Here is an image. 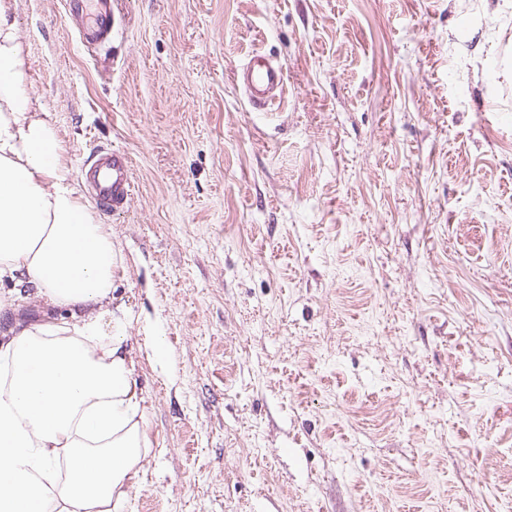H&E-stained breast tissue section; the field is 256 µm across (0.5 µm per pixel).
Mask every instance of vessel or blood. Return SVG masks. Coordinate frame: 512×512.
<instances>
[{
  "label": "vessel or blood",
  "mask_w": 512,
  "mask_h": 512,
  "mask_svg": "<svg viewBox=\"0 0 512 512\" xmlns=\"http://www.w3.org/2000/svg\"><path fill=\"white\" fill-rule=\"evenodd\" d=\"M68 14L82 21L81 37L85 42L99 45L112 39L114 23L110 0H65ZM237 79L248 103L263 111L283 92L286 68L277 65L266 55L253 54L241 66ZM81 172L93 196L109 211L128 207L133 187L130 155L116 146L95 149L81 166Z\"/></svg>",
  "instance_id": "b4317fda"
}]
</instances>
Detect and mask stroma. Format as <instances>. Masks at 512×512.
Here are the masks:
<instances>
[{
  "instance_id": "obj_1",
  "label": "stroma",
  "mask_w": 512,
  "mask_h": 512,
  "mask_svg": "<svg viewBox=\"0 0 512 512\" xmlns=\"http://www.w3.org/2000/svg\"><path fill=\"white\" fill-rule=\"evenodd\" d=\"M14 0L71 181L128 151L131 512H512V0ZM285 64L256 112L235 78ZM0 333L37 322L30 285ZM66 12L82 21L86 43L104 45L112 41L114 23L110 0H66Z\"/></svg>"
}]
</instances>
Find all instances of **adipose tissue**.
<instances>
[{
    "instance_id": "ef3b65f1",
    "label": "adipose tissue",
    "mask_w": 512,
    "mask_h": 512,
    "mask_svg": "<svg viewBox=\"0 0 512 512\" xmlns=\"http://www.w3.org/2000/svg\"><path fill=\"white\" fill-rule=\"evenodd\" d=\"M31 105L0 0V280L69 313L0 337V512H122L147 438L127 338L100 325L115 255Z\"/></svg>"
}]
</instances>
